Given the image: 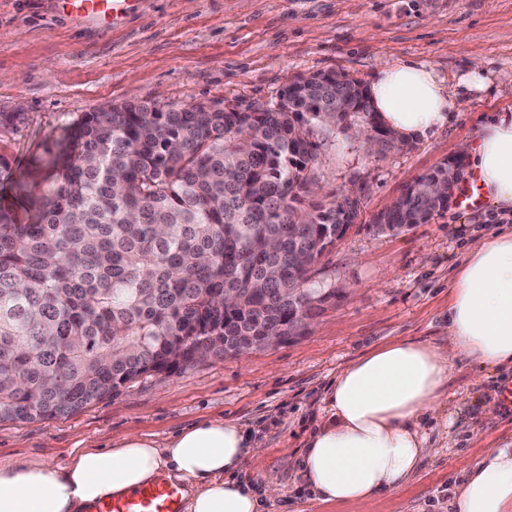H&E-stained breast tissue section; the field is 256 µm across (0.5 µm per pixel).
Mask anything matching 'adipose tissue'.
Wrapping results in <instances>:
<instances>
[{
  "instance_id": "obj_1",
  "label": "adipose tissue",
  "mask_w": 512,
  "mask_h": 512,
  "mask_svg": "<svg viewBox=\"0 0 512 512\" xmlns=\"http://www.w3.org/2000/svg\"><path fill=\"white\" fill-rule=\"evenodd\" d=\"M370 97L380 122L401 141L447 124L464 107L422 63L386 64ZM466 170L486 201L512 209V113L481 125L463 148ZM448 342L403 340L372 350L329 386L317 430L297 457L304 486L325 504H364L397 493L436 456L424 424L448 397L450 368H512V229L478 240L459 268L448 304ZM262 448L259 436L221 418L164 441L129 435L77 448L65 465L0 464V512H84L166 476L187 482L186 512H262L259 494L237 478ZM455 512H512V448L486 449L463 471Z\"/></svg>"
}]
</instances>
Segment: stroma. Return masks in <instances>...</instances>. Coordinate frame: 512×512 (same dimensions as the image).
I'll return each instance as SVG.
<instances>
[{
	"mask_svg": "<svg viewBox=\"0 0 512 512\" xmlns=\"http://www.w3.org/2000/svg\"><path fill=\"white\" fill-rule=\"evenodd\" d=\"M411 60L432 65L449 95L470 103L402 150L378 152L355 127L317 135V201L357 188L361 209L315 267L310 287L336 296L305 335L139 381L66 418L0 420V462L61 465L74 448L128 434L162 441L221 417L264 442L240 477L276 484L265 512H453L463 466L512 447V408L501 399L511 374L456 361L444 407L453 423L428 421L439 456L367 505L316 502L285 452L303 447L328 386L355 359L402 339L445 343L450 288L468 248L512 226V211L452 202L394 235L373 227L407 184L460 156L491 116L512 113V0H139L109 27L56 0H0V156L13 172L32 168L56 151L64 126L102 103L264 108L298 74L341 70L367 84L383 65ZM476 61L487 88L469 94L460 79Z\"/></svg>",
	"mask_w": 512,
	"mask_h": 512,
	"instance_id": "obj_1",
	"label": "stroma"
}]
</instances>
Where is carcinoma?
Wrapping results in <instances>:
<instances>
[{
	"mask_svg": "<svg viewBox=\"0 0 512 512\" xmlns=\"http://www.w3.org/2000/svg\"><path fill=\"white\" fill-rule=\"evenodd\" d=\"M387 130L363 84L297 76L261 112L125 103L84 112L45 163L30 222L0 211V420L67 417L141 379L287 341L336 292L305 287L360 201L313 200L318 129ZM444 161L375 228L428 223ZM234 299L224 305V295Z\"/></svg>",
	"mask_w": 512,
	"mask_h": 512,
	"instance_id": "carcinoma-1",
	"label": "carcinoma"
}]
</instances>
